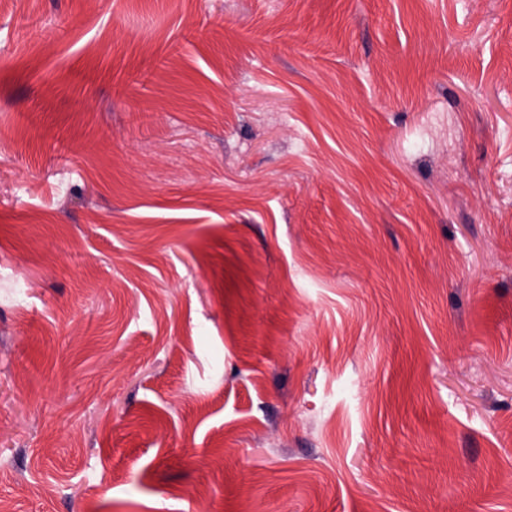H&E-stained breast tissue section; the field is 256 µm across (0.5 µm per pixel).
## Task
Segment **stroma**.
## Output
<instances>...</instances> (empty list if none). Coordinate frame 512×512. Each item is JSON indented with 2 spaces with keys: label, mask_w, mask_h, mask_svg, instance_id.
<instances>
[{
  "label": "stroma",
  "mask_w": 512,
  "mask_h": 512,
  "mask_svg": "<svg viewBox=\"0 0 512 512\" xmlns=\"http://www.w3.org/2000/svg\"><path fill=\"white\" fill-rule=\"evenodd\" d=\"M0 512H512V0H0Z\"/></svg>",
  "instance_id": "35a3bbf8"
}]
</instances>
